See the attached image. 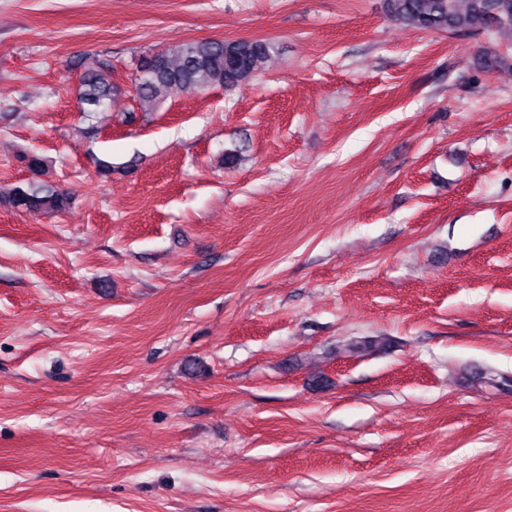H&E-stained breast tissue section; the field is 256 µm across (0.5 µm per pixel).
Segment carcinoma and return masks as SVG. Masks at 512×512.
I'll list each match as a JSON object with an SVG mask.
<instances>
[{
	"label": "carcinoma",
	"mask_w": 512,
	"mask_h": 512,
	"mask_svg": "<svg viewBox=\"0 0 512 512\" xmlns=\"http://www.w3.org/2000/svg\"><path fill=\"white\" fill-rule=\"evenodd\" d=\"M386 9L393 21L422 31L494 33L512 40V0H386ZM270 58L271 47L264 41L208 38L172 46L160 53L146 78L132 81L133 100L141 111L151 112L174 88L227 91L253 78ZM77 67L81 111L89 117L105 111L112 97L122 92L107 78L111 64L86 55ZM20 159L31 178L0 191V206L33 215L66 210L71 192L47 177L46 160L35 153Z\"/></svg>",
	"instance_id": "1"
}]
</instances>
